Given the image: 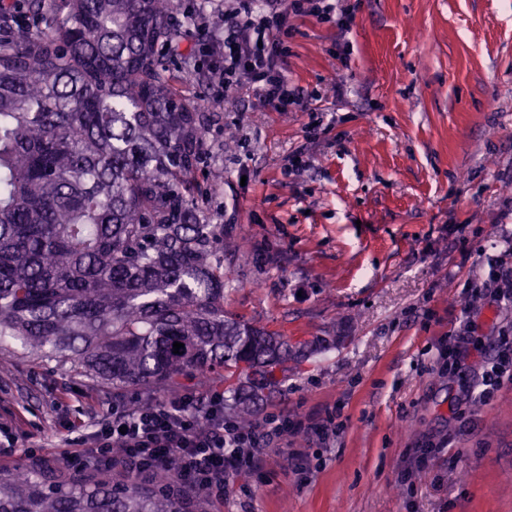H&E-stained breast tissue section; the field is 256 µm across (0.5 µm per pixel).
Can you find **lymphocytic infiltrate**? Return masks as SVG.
Returning a JSON list of instances; mask_svg holds the SVG:
<instances>
[{
  "label": "lymphocytic infiltrate",
  "instance_id": "f902f5d3",
  "mask_svg": "<svg viewBox=\"0 0 512 512\" xmlns=\"http://www.w3.org/2000/svg\"><path fill=\"white\" fill-rule=\"evenodd\" d=\"M225 27L213 28L203 11L193 19L208 28L219 61L212 73L220 90L246 87L272 109L285 112L299 103L297 88L279 58L290 33L288 20L311 16L347 28V11L336 10L329 0H224ZM467 288L492 303H512V260L487 259ZM333 419L311 413L297 421L262 423L243 428L224 417V394L201 395L195 389L178 390L141 408L115 409L100 418L95 429L77 436L63 434L62 459L67 466L97 472L104 466L147 478L165 475L176 486L188 484L212 503L223 505L235 478L263 469L271 455L299 434L306 441L333 435ZM120 456H113V449Z\"/></svg>",
  "mask_w": 512,
  "mask_h": 512
}]
</instances>
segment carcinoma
Instances as JSON below:
<instances>
[{
    "label": "carcinoma",
    "instance_id": "obj_1",
    "mask_svg": "<svg viewBox=\"0 0 512 512\" xmlns=\"http://www.w3.org/2000/svg\"><path fill=\"white\" fill-rule=\"evenodd\" d=\"M180 0H28L0 38V361L31 356L143 401L224 369L249 427L312 342L224 312V225L198 200L203 112L160 53ZM184 348L173 353V343ZM202 494L50 467L0 512H197Z\"/></svg>",
    "mask_w": 512,
    "mask_h": 512
}]
</instances>
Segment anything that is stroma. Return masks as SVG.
<instances>
[{"label": "stroma", "mask_w": 512, "mask_h": 512, "mask_svg": "<svg viewBox=\"0 0 512 512\" xmlns=\"http://www.w3.org/2000/svg\"><path fill=\"white\" fill-rule=\"evenodd\" d=\"M180 0L166 60L207 103L202 206L229 248L228 313L320 345L264 416L330 411L341 429L295 469L272 457L238 478L224 512H512V382L489 405L465 389L512 304L464 284L512 239V5L507 0H340L341 31L291 18L281 64L301 102L198 86L209 42ZM315 131H307L310 119ZM303 149L307 166L284 171ZM473 342L448 364V334ZM110 391L30 358L0 363V422L56 456Z\"/></svg>", "instance_id": "obj_1"}]
</instances>
